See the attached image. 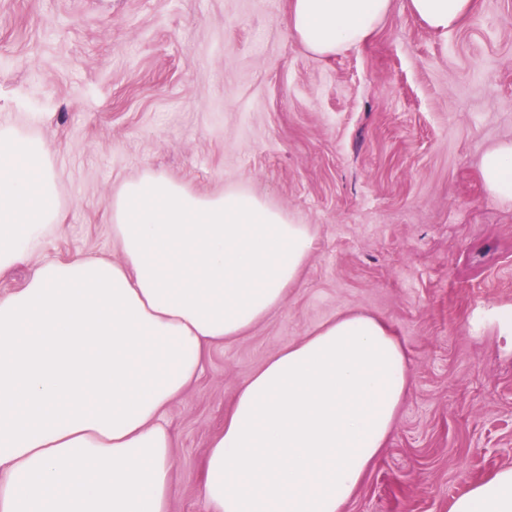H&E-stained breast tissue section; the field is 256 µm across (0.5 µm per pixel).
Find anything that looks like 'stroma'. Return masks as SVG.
Wrapping results in <instances>:
<instances>
[{"label":"stroma","instance_id":"stroma-1","mask_svg":"<svg viewBox=\"0 0 512 512\" xmlns=\"http://www.w3.org/2000/svg\"><path fill=\"white\" fill-rule=\"evenodd\" d=\"M289 0H0V121L51 147L61 225L46 252L118 259L107 198L147 169L201 194L239 185L310 225L279 309L209 350L167 409L179 495L207 512L206 442L238 386L350 309L403 343L411 385L343 512H449L512 467V201L483 153L512 140V0L428 29L392 0L363 45L308 52Z\"/></svg>","mask_w":512,"mask_h":512}]
</instances>
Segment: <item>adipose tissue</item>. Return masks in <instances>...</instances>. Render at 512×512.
Wrapping results in <instances>:
<instances>
[{
    "label": "adipose tissue",
    "mask_w": 512,
    "mask_h": 512,
    "mask_svg": "<svg viewBox=\"0 0 512 512\" xmlns=\"http://www.w3.org/2000/svg\"><path fill=\"white\" fill-rule=\"evenodd\" d=\"M445 33L472 0H408ZM391 0H291L310 53L366 42ZM489 195L512 201V141L486 150ZM54 154L0 122V512H170L176 436L167 407L212 346L278 309L313 244L310 225L240 188L202 195L146 170L107 200L120 260L43 258L59 227ZM410 385L380 317L346 310L275 352L237 389L199 487L208 512H342L385 447ZM450 512H512V467Z\"/></svg>",
    "instance_id": "1"
}]
</instances>
